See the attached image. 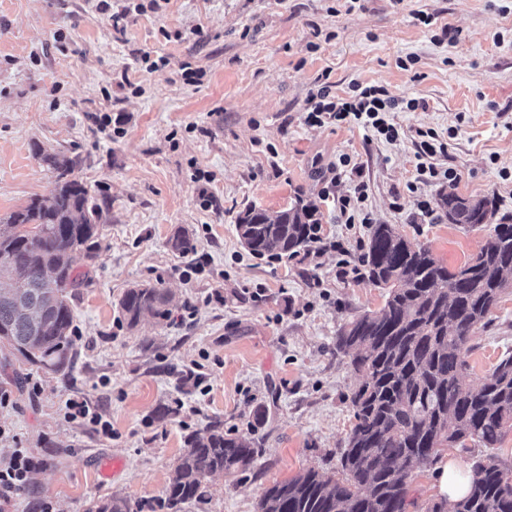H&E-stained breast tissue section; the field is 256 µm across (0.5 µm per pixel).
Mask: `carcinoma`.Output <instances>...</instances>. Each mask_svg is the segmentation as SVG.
<instances>
[{
    "label": "carcinoma",
    "instance_id": "cac0c4a2",
    "mask_svg": "<svg viewBox=\"0 0 512 512\" xmlns=\"http://www.w3.org/2000/svg\"><path fill=\"white\" fill-rule=\"evenodd\" d=\"M42 161L58 172L50 203L34 200L0 218V281H10L0 287V342L32 363L62 366L74 345L65 289L79 285L74 254L91 261L99 256L102 206L81 182L66 179L68 160L45 154ZM438 207L448 223L470 228L496 210L493 198L453 191L440 195ZM316 212L315 203L302 201L275 216L248 206L236 218V231L251 255L292 259L320 241ZM495 232L475 257L451 271L394 225L371 228L360 261L368 281L387 294L380 311L354 318L337 337V347L361 374L351 398L355 423L340 459L342 478L308 470L275 483L262 494L258 512H408L415 464L444 446L465 449L468 440L493 448L512 429V356L476 387L463 379V329L488 323L512 288V224H499ZM170 242L182 255L193 251L182 229ZM171 303L165 289L140 285L128 289L119 306L132 328L145 318L167 319ZM257 456V449L213 422L206 435L185 439L161 508L184 512L205 501L210 476L244 470ZM507 472L491 454L474 461L469 491L453 512H512ZM87 512L140 510L111 497L90 503Z\"/></svg>",
    "mask_w": 512,
    "mask_h": 512
}]
</instances>
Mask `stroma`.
Listing matches in <instances>:
<instances>
[{"instance_id":"obj_1","label":"stroma","mask_w":512,"mask_h":512,"mask_svg":"<svg viewBox=\"0 0 512 512\" xmlns=\"http://www.w3.org/2000/svg\"><path fill=\"white\" fill-rule=\"evenodd\" d=\"M146 53L164 65L147 68ZM353 81L420 101L394 113L398 141L305 123L321 86L341 95ZM420 129L447 139L433 163L455 182L419 175ZM43 151L69 159L70 178L101 203L103 242L97 259L74 257L85 280L69 294L70 363L50 372L0 344V448L47 458L18 512L40 497L86 512L113 496L153 512L186 437L215 420L260 456L209 478L207 502L188 512H257L273 484L309 469L339 477L359 377L336 336L385 303L357 272L370 224L338 219L320 173L350 157L360 172L343 171L336 194L365 182L371 224L395 225L450 268L484 238L440 211L423 221L417 199L489 196L494 223L512 215V177L500 176L512 174V0H0V217L55 194ZM300 198L318 207L320 250L249 255L238 213ZM180 228L195 246L184 256L169 244ZM343 260L354 275H339ZM138 284L174 295L169 319L127 326L119 301ZM509 354L512 290L472 330L465 382L479 385ZM201 359L203 386L183 381ZM70 394L99 406L111 436L62 418Z\"/></svg>"}]
</instances>
